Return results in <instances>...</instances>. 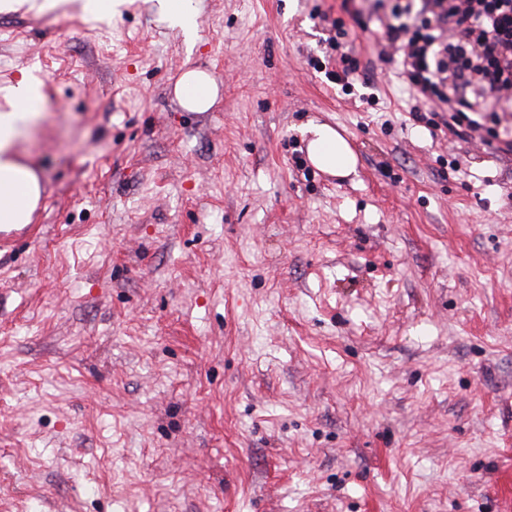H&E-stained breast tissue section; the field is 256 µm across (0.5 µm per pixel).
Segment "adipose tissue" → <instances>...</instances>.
<instances>
[{
	"label": "adipose tissue",
	"mask_w": 512,
	"mask_h": 512,
	"mask_svg": "<svg viewBox=\"0 0 512 512\" xmlns=\"http://www.w3.org/2000/svg\"><path fill=\"white\" fill-rule=\"evenodd\" d=\"M174 93L184 109L204 112L214 105L218 87L205 71L190 69L177 80ZM43 99L42 82L26 74L7 88L6 104L0 107L1 226L30 223L40 201V180L32 168L19 161L16 146L39 117ZM302 132L309 137L307 154L315 168L340 177L355 172L356 155L336 129L311 121Z\"/></svg>",
	"instance_id": "ef3b65f1"
}]
</instances>
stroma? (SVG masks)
<instances>
[{"label":"stroma","instance_id":"stroma-1","mask_svg":"<svg viewBox=\"0 0 512 512\" xmlns=\"http://www.w3.org/2000/svg\"><path fill=\"white\" fill-rule=\"evenodd\" d=\"M0 11L42 117L0 245V512H512V112L413 122L393 0ZM343 25L374 103L324 70ZM219 87L181 107L186 70ZM339 131L355 173L298 132ZM160 12L172 24L180 26L187 32L197 26V12L192 0H158ZM174 93L184 109L205 112L214 105L218 87L205 71L189 69L177 80ZM301 132L309 135L307 154L315 168L340 177L355 172L356 155L347 140L332 126L310 121Z\"/></svg>","mask_w":512,"mask_h":512}]
</instances>
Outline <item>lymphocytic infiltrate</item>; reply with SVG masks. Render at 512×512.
Here are the masks:
<instances>
[{
	"instance_id": "f902f5d3",
	"label": "lymphocytic infiltrate",
	"mask_w": 512,
	"mask_h": 512,
	"mask_svg": "<svg viewBox=\"0 0 512 512\" xmlns=\"http://www.w3.org/2000/svg\"><path fill=\"white\" fill-rule=\"evenodd\" d=\"M393 13L386 41L419 99L474 113L471 131L489 101L512 106V0H399Z\"/></svg>"
}]
</instances>
